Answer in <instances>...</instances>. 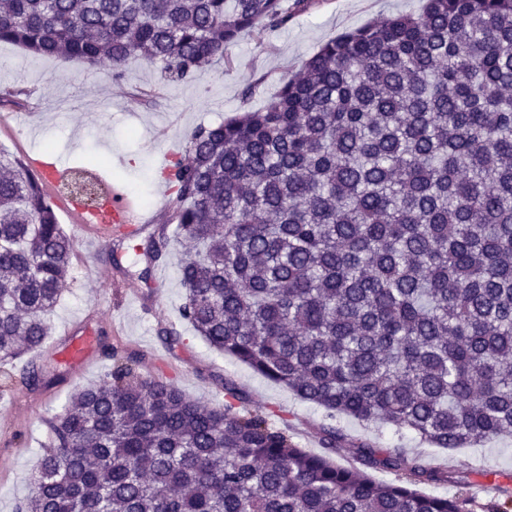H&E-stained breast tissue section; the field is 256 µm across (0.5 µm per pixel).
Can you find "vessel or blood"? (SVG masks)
Here are the masks:
<instances>
[{"mask_svg":"<svg viewBox=\"0 0 512 512\" xmlns=\"http://www.w3.org/2000/svg\"><path fill=\"white\" fill-rule=\"evenodd\" d=\"M62 175L61 168L55 167L46 172L44 188L54 203L59 206L77 226L91 239L102 242L108 240L112 233L121 232L135 235L148 218L140 206L129 198L120 187H113L108 198V211L111 220H104L103 214L86 209L78 203L67 200L57 194V184ZM90 338H80L70 343L60 351L62 362L79 367L84 365L91 352Z\"/></svg>","mask_w":512,"mask_h":512,"instance_id":"vessel-or-blood-1","label":"vessel or blood"}]
</instances>
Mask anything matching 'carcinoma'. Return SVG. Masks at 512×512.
Segmentation results:
<instances>
[{
  "label": "carcinoma",
  "instance_id": "cac0c4a2",
  "mask_svg": "<svg viewBox=\"0 0 512 512\" xmlns=\"http://www.w3.org/2000/svg\"><path fill=\"white\" fill-rule=\"evenodd\" d=\"M314 0H0V42L112 79L140 59L172 82L268 36ZM162 175L181 319L324 411L322 453L244 409L198 404L104 344L97 384L48 422L17 512H466L453 481L343 416L436 448L512 434V0H425L324 42L258 108L201 124ZM29 162L0 149V361L42 348L74 241ZM39 381L31 362L0 389ZM370 469L393 471L377 481ZM488 512H512L498 485Z\"/></svg>",
  "mask_w": 512,
  "mask_h": 512
}]
</instances>
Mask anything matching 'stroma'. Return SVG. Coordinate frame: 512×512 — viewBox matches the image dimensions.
Segmentation results:
<instances>
[{
    "label": "stroma",
    "mask_w": 512,
    "mask_h": 512,
    "mask_svg": "<svg viewBox=\"0 0 512 512\" xmlns=\"http://www.w3.org/2000/svg\"><path fill=\"white\" fill-rule=\"evenodd\" d=\"M421 5V0H316L276 34L262 39L242 34L229 61L201 69L188 83L169 82L141 61L130 62L123 82L116 83L108 70L35 57L0 43V91L27 90L29 99L21 112L32 117L28 124L0 127V148L24 160L42 158L67 166L95 158L113 180L163 214L158 172L171 153L182 150L196 126L235 115L246 104L242 91L248 83H261L247 103L259 108L326 40L399 11H419ZM75 247L86 254V263L74 266L52 317V335L30 355L44 366L42 383L20 384L14 393L0 395V512H16L27 495L34 462L49 443L47 420L63 411L75 387L97 381L110 365L98 349L79 368L58 362L61 348L88 333L95 342L140 356V373H164L205 406L223 405L224 383L233 381L248 395L249 410L269 414L274 425H287L300 447L320 452L322 409L210 348L181 321L184 290L178 251L151 268L140 249L117 237L100 246L79 240ZM170 328L181 334L180 345L172 351L162 336ZM339 425L352 437L371 439L384 448L400 445L422 454L431 465L448 467L454 482L429 486L428 491L448 497L466 492L469 512H485L493 498L482 470L512 482V434L451 451L392 426L368 427L351 417L341 418Z\"/></svg>",
    "instance_id": "stroma-1"
}]
</instances>
